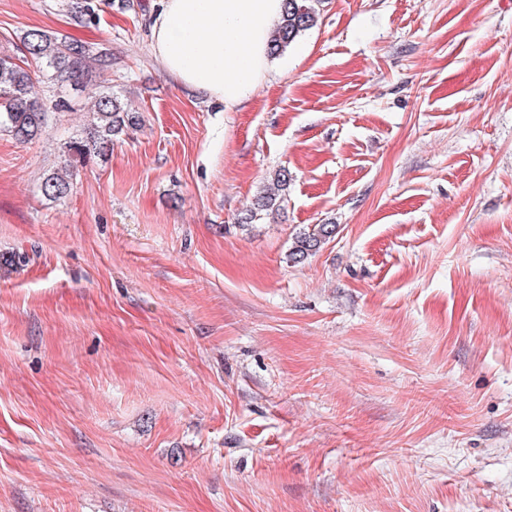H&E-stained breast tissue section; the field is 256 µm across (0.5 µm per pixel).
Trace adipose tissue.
<instances>
[{
	"label": "adipose tissue",
	"instance_id": "1",
	"mask_svg": "<svg viewBox=\"0 0 512 512\" xmlns=\"http://www.w3.org/2000/svg\"><path fill=\"white\" fill-rule=\"evenodd\" d=\"M283 0H160L152 50L192 92L242 106L265 80L270 32Z\"/></svg>",
	"mask_w": 512,
	"mask_h": 512
}]
</instances>
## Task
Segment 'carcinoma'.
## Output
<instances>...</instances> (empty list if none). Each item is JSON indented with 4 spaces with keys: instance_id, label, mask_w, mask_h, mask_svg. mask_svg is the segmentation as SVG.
Masks as SVG:
<instances>
[{
    "instance_id": "carcinoma-1",
    "label": "carcinoma",
    "mask_w": 512,
    "mask_h": 512,
    "mask_svg": "<svg viewBox=\"0 0 512 512\" xmlns=\"http://www.w3.org/2000/svg\"><path fill=\"white\" fill-rule=\"evenodd\" d=\"M316 0H284V9L274 26L271 50L284 53L305 31L317 23ZM66 10L75 24L99 23L101 0H66ZM24 58L19 63L9 55H0V133H8L23 144L40 135L47 118L43 105L33 96L35 72L46 74L57 82L59 91L52 108H70L68 92L96 81L100 73L112 68V53L103 43H84L68 36L49 34L39 29L27 31L22 38ZM140 126L139 113L124 100L107 91L96 100L93 117L82 134L66 146L64 168L47 174L41 183L42 194L60 200L72 191L77 164L97 154L103 156L113 139ZM288 170L275 173L272 185L256 197L247 220L258 214L278 210L280 191L288 184ZM336 235V225L318 224L313 230L294 238L288 262L299 264Z\"/></svg>"
}]
</instances>
